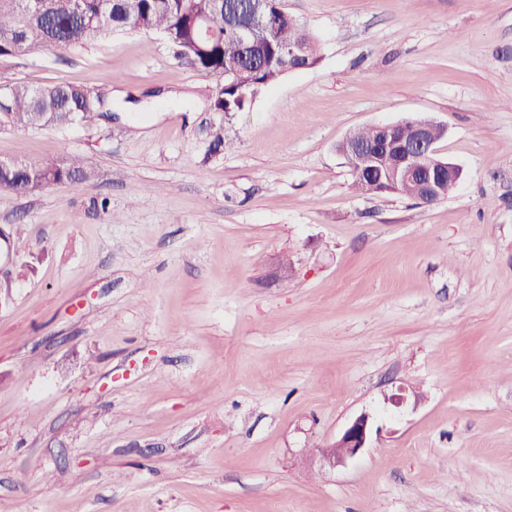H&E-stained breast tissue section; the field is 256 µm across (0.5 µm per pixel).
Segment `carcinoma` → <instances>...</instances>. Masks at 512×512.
Returning a JSON list of instances; mask_svg holds the SVG:
<instances>
[{
  "label": "carcinoma",
  "mask_w": 512,
  "mask_h": 512,
  "mask_svg": "<svg viewBox=\"0 0 512 512\" xmlns=\"http://www.w3.org/2000/svg\"><path fill=\"white\" fill-rule=\"evenodd\" d=\"M201 13L210 15L208 35L199 28ZM235 20L212 0H0V57L78 46L102 25L113 34L158 32L217 83H224L227 72H237L238 83L212 94L209 105L214 112H242L252 103L251 90L288 73V57L282 51L288 38L313 48L317 41L306 27L290 29L285 20L278 30L259 34L244 56L224 40V30ZM110 109L103 97L71 84H16L0 93V110L6 113L0 124L17 129L89 122ZM94 177L79 156L24 158L0 169V188L27 192L55 184L82 185Z\"/></svg>",
  "instance_id": "cac0c4a2"
}]
</instances>
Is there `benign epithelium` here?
I'll list each match as a JSON object with an SVG mask.
<instances>
[{"label": "benign epithelium", "instance_id": "1", "mask_svg": "<svg viewBox=\"0 0 512 512\" xmlns=\"http://www.w3.org/2000/svg\"><path fill=\"white\" fill-rule=\"evenodd\" d=\"M275 27V17L260 13L255 4L251 3L244 13L237 15V23L226 30L225 37L245 53L251 48L257 30ZM284 51L297 62L293 70L313 66L299 44L290 42ZM408 123L412 133L394 142L396 157L389 156V138L396 135V123L373 126L378 139L370 143L362 142L356 131L349 132L342 140L345 148L343 156L361 171L380 169L377 192L397 193L403 186L418 187L421 194L417 200L431 205L441 200L442 173L448 172L450 182L455 184L461 178L462 170L451 162L436 158L435 144L443 134L440 126L422 118L410 119ZM371 433L370 417L366 414L358 416L347 426L333 447L322 451L325 463L334 467L357 456L367 447Z\"/></svg>", "mask_w": 512, "mask_h": 512}]
</instances>
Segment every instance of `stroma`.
<instances>
[{"label":"stroma","instance_id":"obj_1","mask_svg":"<svg viewBox=\"0 0 512 512\" xmlns=\"http://www.w3.org/2000/svg\"><path fill=\"white\" fill-rule=\"evenodd\" d=\"M283 5L320 60L243 112L156 33L0 57L112 99L0 130L96 173L0 189V512H512V0ZM413 117L453 192H357L338 143ZM372 433L370 417L362 414L355 418L343 431L340 438L332 446L322 451V457L330 466L343 463L353 458L367 448Z\"/></svg>","mask_w":512,"mask_h":512}]
</instances>
